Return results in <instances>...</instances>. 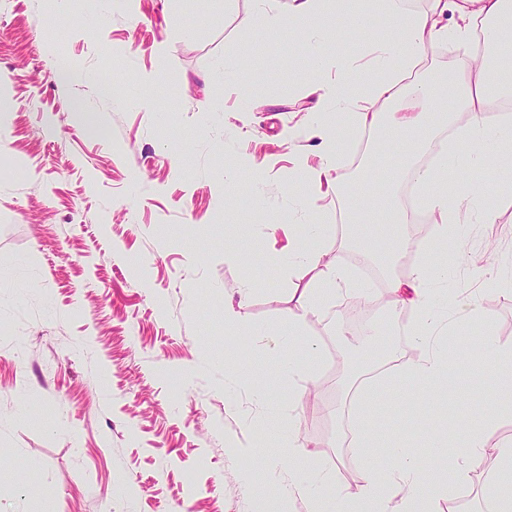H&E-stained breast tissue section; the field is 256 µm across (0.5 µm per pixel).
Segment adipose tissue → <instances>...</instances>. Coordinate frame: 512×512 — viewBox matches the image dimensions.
<instances>
[{
	"mask_svg": "<svg viewBox=\"0 0 512 512\" xmlns=\"http://www.w3.org/2000/svg\"><path fill=\"white\" fill-rule=\"evenodd\" d=\"M379 12L391 20V27L375 45L371 72L357 69L337 75L335 83L322 86L320 98L323 109L312 111L305 125L296 134L304 139L320 142L321 163L317 169H306L311 191H318L323 183L331 181L347 147L344 127L364 129L379 134L380 143H387L389 130H396L408 142L386 182L398 187L403 181H412L420 190L419 204L432 216L436 235L445 242L461 243L458 215L462 210L477 211L481 223H495V206L486 200L484 185L468 184L456 196H449L445 183L448 177L460 172L486 166L492 168L500 182L512 183V124L490 125L484 116V106L490 92L512 97V66L493 69L485 57L470 54L453 75V85L459 98L444 112L432 115V104L418 88L403 89L401 73L414 64L415 55L440 41L454 39L470 43L479 25L493 23L502 45L512 44V0H433L427 12L402 11L398 0H376ZM455 19L453 26H445V15ZM368 11H344L335 0H288L287 9L261 10L251 21L250 36L263 40L270 28L301 34L305 38V60L311 69H320L325 45L336 20L346 22L348 31L368 37ZM360 91L358 109H351L352 89ZM410 96L415 105L403 108L402 96ZM340 111L347 117L346 126L327 122L326 112ZM451 128L455 136L442 149H435L439 130ZM385 223L391 224L388 234L389 249L385 264L391 265L405 253L426 252L424 243L408 237L403 230L405 212L395 196L385 197L380 206ZM326 248H294L289 264L315 270L316 275L297 299L301 314L314 312L335 292L343 290L355 300L369 298L367 285L356 283L343 262L327 258ZM447 270H438L427 263L418 264L406 279L392 278L387 291L392 305H412L417 320L412 329L416 339L438 335L441 319L438 313L439 296L432 287L437 279L447 278ZM481 345L486 366L485 386L497 409L512 407V344L500 342L492 325H485ZM448 365V347L438 343L419 361H404L398 366L402 380L411 387L427 392L441 380ZM462 448V459L449 457V445ZM374 437L362 434L353 441L352 448L359 454L365 468L360 474L361 493L358 499L337 503L323 493L314 475L305 467L290 474L282 498L299 493L310 496L311 512H434V500L447 495L451 485L464 480L470 469L478 467L488 446L486 430L464 421L450 432L433 433L427 438L431 454L440 466L433 476H426L418 467L408 449L394 446L384 459H377L372 451Z\"/></svg>",
	"mask_w": 512,
	"mask_h": 512,
	"instance_id": "obj_1",
	"label": "adipose tissue"
}]
</instances>
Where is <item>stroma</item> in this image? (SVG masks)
Returning <instances> with one entry per match:
<instances>
[{"mask_svg": "<svg viewBox=\"0 0 512 512\" xmlns=\"http://www.w3.org/2000/svg\"><path fill=\"white\" fill-rule=\"evenodd\" d=\"M255 0H0V512H261L248 484L261 478L257 433L281 420L303 444V462L328 480L337 501L359 495L341 473L349 428L374 432V454L408 448L426 470L438 462L428 431L470 417L468 388L448 405L441 388L410 402L394 369L373 387L385 409L349 397L359 381L347 361L345 298L327 299L288 333L312 274L288 266V227L304 223L294 198L308 193L297 158L320 162L315 142L291 131L315 107L308 72L288 62L304 44L286 31L252 43ZM370 45L336 34L321 80L365 58ZM444 41L419 53L420 80L435 108L449 95L438 69L472 53ZM238 57V80L212 70ZM78 78L54 79L56 67ZM125 93L113 98L114 80ZM369 132H350L337 186L312 205L343 250V187L367 200L370 164L391 170L405 145L376 157ZM257 169L247 194L225 175ZM384 192L381 179L371 181ZM492 187L499 218L461 211L462 251L431 243L447 267L444 322L477 315L449 344L466 359L491 319L512 343V187ZM265 241L253 250L254 241ZM240 252L230 265L224 252ZM254 289L239 324L224 319L246 279ZM413 307L379 305L364 348L420 358L407 329ZM318 349L316 375L282 374L286 358ZM512 438L498 415L492 445L468 479L440 500L485 512L484 488L499 472L495 445Z\"/></svg>", "mask_w": 512, "mask_h": 512, "instance_id": "35a3bbf8", "label": "stroma"}]
</instances>
